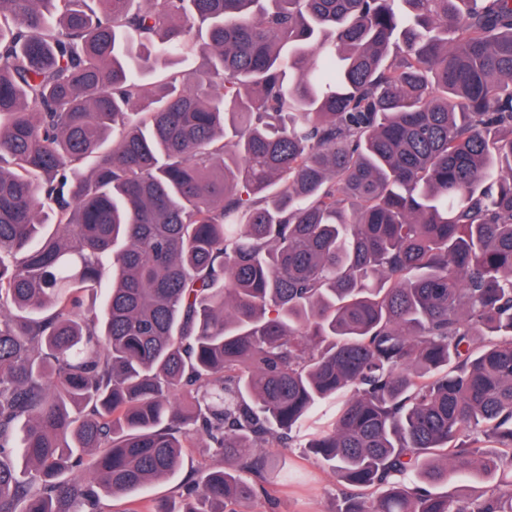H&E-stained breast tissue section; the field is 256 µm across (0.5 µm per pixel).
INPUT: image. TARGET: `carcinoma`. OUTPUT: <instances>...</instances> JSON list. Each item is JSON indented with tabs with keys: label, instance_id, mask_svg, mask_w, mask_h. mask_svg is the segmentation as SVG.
I'll return each instance as SVG.
<instances>
[{
	"label": "carcinoma",
	"instance_id": "obj_1",
	"mask_svg": "<svg viewBox=\"0 0 512 512\" xmlns=\"http://www.w3.org/2000/svg\"><path fill=\"white\" fill-rule=\"evenodd\" d=\"M331 399L341 512H512V0H0V512H239ZM204 446V443L200 442L197 448H189L179 472L173 477L153 483L143 495L142 504L150 498L160 500L174 496L177 485L190 472L223 465L224 460L221 457L213 456L209 448H204ZM485 487V483L472 476L455 477L448 485L435 488L436 492L454 494L455 496L468 497L479 494Z\"/></svg>",
	"mask_w": 512,
	"mask_h": 512
}]
</instances>
